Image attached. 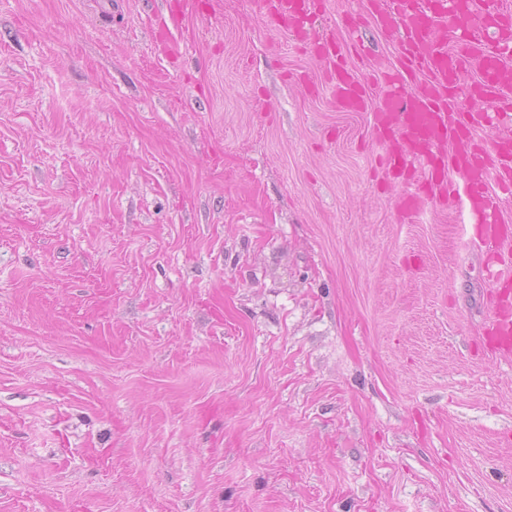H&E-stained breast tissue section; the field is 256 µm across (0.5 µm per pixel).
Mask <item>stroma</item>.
Segmentation results:
<instances>
[{
    "label": "stroma",
    "instance_id": "stroma-1",
    "mask_svg": "<svg viewBox=\"0 0 512 512\" xmlns=\"http://www.w3.org/2000/svg\"><path fill=\"white\" fill-rule=\"evenodd\" d=\"M323 71L252 0H0V512H512L466 218Z\"/></svg>",
    "mask_w": 512,
    "mask_h": 512
}]
</instances>
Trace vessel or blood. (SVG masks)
Returning <instances> with one entry per match:
<instances>
[{
	"mask_svg": "<svg viewBox=\"0 0 512 512\" xmlns=\"http://www.w3.org/2000/svg\"><path fill=\"white\" fill-rule=\"evenodd\" d=\"M273 27L306 43L325 66V84L343 112H370L379 163L400 188L394 208L413 221L426 208L460 203L474 240L492 256L481 272L490 286L488 351L512 355V223L501 202L512 197V7L505 0H362L400 49L398 71L369 100L362 75L347 61L362 53L359 23L348 42L319 23L329 0H252ZM423 75L412 87L414 75ZM471 108H461L460 99ZM498 103L495 112L483 110ZM492 137H483V130Z\"/></svg>",
	"mask_w": 512,
	"mask_h": 512,
	"instance_id": "obj_1",
	"label": "vessel or blood"
}]
</instances>
